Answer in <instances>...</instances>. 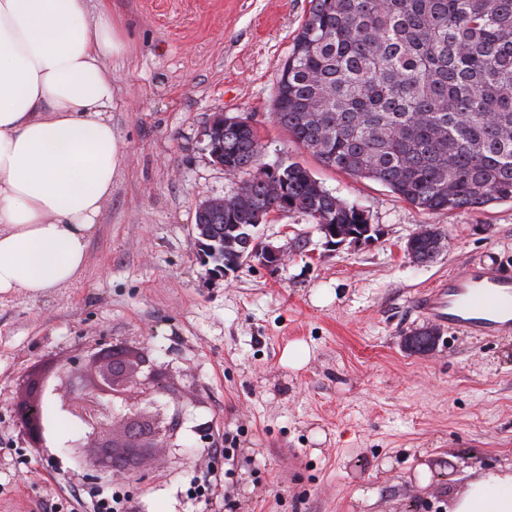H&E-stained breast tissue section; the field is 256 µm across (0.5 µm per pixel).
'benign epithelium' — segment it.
<instances>
[{
  "instance_id": "obj_1",
  "label": "benign epithelium",
  "mask_w": 512,
  "mask_h": 512,
  "mask_svg": "<svg viewBox=\"0 0 512 512\" xmlns=\"http://www.w3.org/2000/svg\"><path fill=\"white\" fill-rule=\"evenodd\" d=\"M213 124L202 131L207 138L206 148L215 163L224 166L222 147L208 140ZM245 202L244 191L232 199L212 197L202 207L216 212L224 207ZM318 230L331 247L348 241L362 243L372 232L366 226L362 234L351 232L329 219H321ZM425 238L441 249L442 238L434 227L423 224L410 237L405 252L414 263L426 259L415 248V239ZM253 236H242V250L235 252L229 268L233 269L253 259L269 268L285 262V255L270 244L252 246ZM438 341L437 333L428 327L413 337L417 352L432 351ZM121 342L98 343L94 348L66 361L49 362L52 381L39 383L35 390H26L14 405L15 417L22 435L33 448H51V425L54 415L79 424L85 431L82 438L67 444L68 455L78 464L87 481L110 485L115 481L131 484L132 480L117 471L118 453L149 458L157 448L177 449L184 436L185 411L179 389L168 377L165 365L147 350L131 354L122 351Z\"/></svg>"
}]
</instances>
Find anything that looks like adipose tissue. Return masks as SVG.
Wrapping results in <instances>:
<instances>
[{
    "label": "adipose tissue",
    "instance_id": "adipose-tissue-1",
    "mask_svg": "<svg viewBox=\"0 0 512 512\" xmlns=\"http://www.w3.org/2000/svg\"><path fill=\"white\" fill-rule=\"evenodd\" d=\"M123 42L87 0H0V294L72 283L120 143L106 61ZM449 512H512V473L471 481Z\"/></svg>",
    "mask_w": 512,
    "mask_h": 512
}]
</instances>
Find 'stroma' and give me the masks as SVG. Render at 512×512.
Instances as JSON below:
<instances>
[{
  "mask_svg": "<svg viewBox=\"0 0 512 512\" xmlns=\"http://www.w3.org/2000/svg\"><path fill=\"white\" fill-rule=\"evenodd\" d=\"M108 4L126 42L106 62L121 164L77 279L0 296V512H88L67 491L81 472L28 447L13 402L27 371L101 338L148 348L184 393L183 450L160 449L131 489H102L131 492L145 512H446L482 472L512 468V334L443 326L430 355L401 346L428 322L414 306L426 287L473 264L512 270V203L425 213L294 143L273 93L308 0ZM216 112L252 123L265 163H299L357 205L377 240L332 248L309 216L274 212L257 239L286 265L209 276L196 211L245 179L205 149ZM424 224L444 249L415 264L404 246ZM200 423L233 459L199 447ZM207 471L224 485L187 499Z\"/></svg>",
  "mask_w": 512,
  "mask_h": 512,
  "instance_id": "1",
  "label": "stroma"
}]
</instances>
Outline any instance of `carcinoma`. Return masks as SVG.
Instances as JSON below:
<instances>
[{
	"label": "carcinoma",
	"mask_w": 512,
	"mask_h": 512,
	"mask_svg": "<svg viewBox=\"0 0 512 512\" xmlns=\"http://www.w3.org/2000/svg\"><path fill=\"white\" fill-rule=\"evenodd\" d=\"M278 74L273 120L325 166L387 187L425 213L512 203V0H309ZM251 207L197 221L213 267L225 239L288 207L359 229L298 163L262 168L257 129L218 134ZM285 187L274 194L268 179Z\"/></svg>",
	"instance_id": "carcinoma-1"
}]
</instances>
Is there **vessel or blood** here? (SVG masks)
Here are the masks:
<instances>
[{
    "label": "vessel or blood",
    "mask_w": 512,
    "mask_h": 512,
    "mask_svg": "<svg viewBox=\"0 0 512 512\" xmlns=\"http://www.w3.org/2000/svg\"><path fill=\"white\" fill-rule=\"evenodd\" d=\"M428 318L473 334L512 332V273L474 266L449 275L417 299Z\"/></svg>",
    "instance_id": "vessel-or-blood-1"
}]
</instances>
